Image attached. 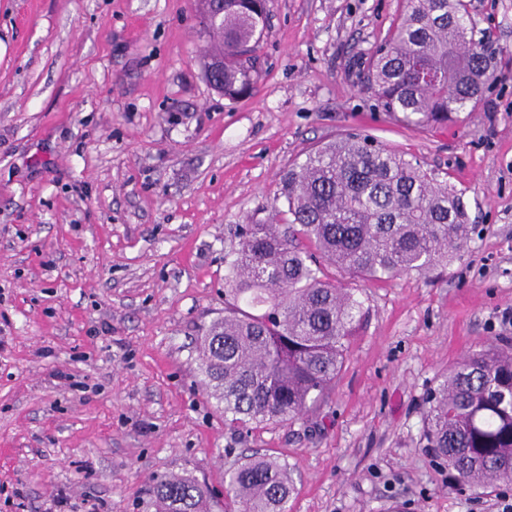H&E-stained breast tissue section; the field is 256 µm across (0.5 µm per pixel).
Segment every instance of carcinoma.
<instances>
[{
	"label": "carcinoma",
	"mask_w": 512,
	"mask_h": 512,
	"mask_svg": "<svg viewBox=\"0 0 512 512\" xmlns=\"http://www.w3.org/2000/svg\"><path fill=\"white\" fill-rule=\"evenodd\" d=\"M266 26L267 0H224V20L204 27L211 39L204 77L225 98L248 93L255 73L248 52ZM221 55L224 67L211 69ZM497 55L488 37L475 38L466 0H402L367 81L404 126H446L478 107ZM277 200L288 224L236 226L239 249L224 261V316L203 329L196 356L233 428L299 419L330 394L363 304L322 264L363 282L427 274L446 268L475 231L461 191L360 133L309 151L284 174ZM427 404L421 439L448 471L475 490L512 483V345L464 356ZM294 492L288 464L257 454L227 473L225 507L291 512ZM208 499L194 476L165 474L146 507L209 512Z\"/></svg>",
	"instance_id": "cac0c4a2"
}]
</instances>
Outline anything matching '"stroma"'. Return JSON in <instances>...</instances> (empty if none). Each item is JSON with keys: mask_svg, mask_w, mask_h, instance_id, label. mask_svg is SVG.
<instances>
[{"mask_svg": "<svg viewBox=\"0 0 512 512\" xmlns=\"http://www.w3.org/2000/svg\"><path fill=\"white\" fill-rule=\"evenodd\" d=\"M399 0H270L259 76H201L196 0H0V512H143L154 479L224 487L284 460L291 512H506L420 439L468 352L512 344V0H469L500 64L466 122L409 129L364 66ZM372 135L463 193L478 229L442 275L358 293L366 319L327 402L225 427L196 338L224 314L239 224H274L288 168Z\"/></svg>", "mask_w": 512, "mask_h": 512, "instance_id": "stroma-1", "label": "stroma"}]
</instances>
